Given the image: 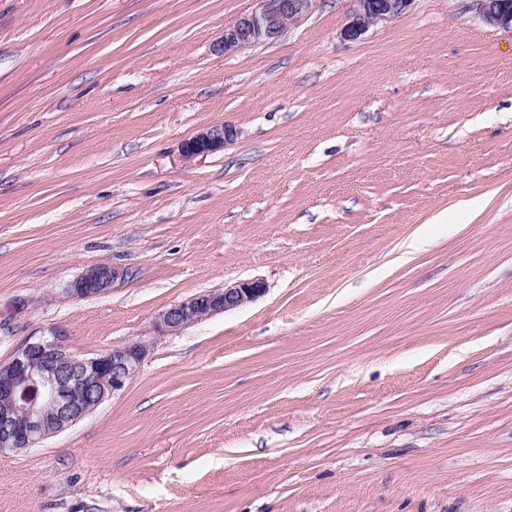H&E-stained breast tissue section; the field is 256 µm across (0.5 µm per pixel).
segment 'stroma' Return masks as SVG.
I'll list each match as a JSON object with an SVG mask.
<instances>
[{
  "label": "stroma",
  "instance_id": "obj_1",
  "mask_svg": "<svg viewBox=\"0 0 512 512\" xmlns=\"http://www.w3.org/2000/svg\"><path fill=\"white\" fill-rule=\"evenodd\" d=\"M256 6L0 0V365L267 285L0 450V512H512V33L415 0L352 41L314 0L216 55ZM102 262L124 278L63 295ZM254 11L241 15L224 27L221 40L214 48L216 54L272 43L285 32L288 25L299 21L310 9L313 0H257ZM236 134L235 130L225 125L208 127L181 145V155L187 160L207 156L223 149Z\"/></svg>",
  "mask_w": 512,
  "mask_h": 512
}]
</instances>
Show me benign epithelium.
<instances>
[{"label": "benign epithelium", "mask_w": 512, "mask_h": 512, "mask_svg": "<svg viewBox=\"0 0 512 512\" xmlns=\"http://www.w3.org/2000/svg\"><path fill=\"white\" fill-rule=\"evenodd\" d=\"M254 11L224 27L214 52L223 55L272 43L288 25L299 21L313 0H258ZM414 0H347L345 38L356 40L383 20L405 13ZM478 15L489 25L512 31L509 0H473ZM236 135L225 125L200 131L181 145L186 160L217 152ZM122 274L109 263L87 268L69 282L63 293L91 297L112 288ZM266 292L261 279L242 280L197 294L161 312L152 335L114 345L92 357L69 351L63 334L53 331L23 343L13 358L0 366V450L24 451L71 427L121 390L150 354L153 339L240 308Z\"/></svg>", "instance_id": "obj_1"}]
</instances>
